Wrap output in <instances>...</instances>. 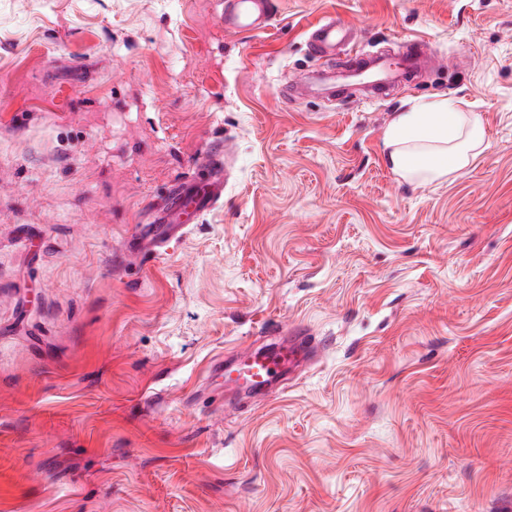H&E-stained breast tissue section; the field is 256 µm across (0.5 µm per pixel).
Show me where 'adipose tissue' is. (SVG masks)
Wrapping results in <instances>:
<instances>
[{
  "label": "adipose tissue",
  "instance_id": "adipose-tissue-1",
  "mask_svg": "<svg viewBox=\"0 0 512 512\" xmlns=\"http://www.w3.org/2000/svg\"><path fill=\"white\" fill-rule=\"evenodd\" d=\"M484 141L475 113L437 98L394 115L384 134L385 161L410 183L443 182L466 167Z\"/></svg>",
  "mask_w": 512,
  "mask_h": 512
}]
</instances>
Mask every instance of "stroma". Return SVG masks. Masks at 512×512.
Instances as JSON below:
<instances>
[{"instance_id":"35a3bbf8","label":"stroma","mask_w":512,"mask_h":512,"mask_svg":"<svg viewBox=\"0 0 512 512\" xmlns=\"http://www.w3.org/2000/svg\"><path fill=\"white\" fill-rule=\"evenodd\" d=\"M0 0V512H512V0ZM441 63L368 103L284 102L328 14ZM467 102L443 183L395 113ZM224 150L162 258L144 210ZM301 326L317 356L225 412L213 361ZM271 0H225L221 16L224 30L231 33L266 28L273 18ZM484 141L474 112L437 98L394 115L384 134L385 161L412 184L443 182L466 167Z\"/></svg>"}]
</instances>
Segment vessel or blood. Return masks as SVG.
Listing matches in <instances>:
<instances>
[{
  "mask_svg": "<svg viewBox=\"0 0 512 512\" xmlns=\"http://www.w3.org/2000/svg\"><path fill=\"white\" fill-rule=\"evenodd\" d=\"M272 0H224L221 20L225 31L239 33L266 28L273 18ZM353 36L349 29L336 22L334 17L320 19L311 28L310 51L325 57L339 45L350 44ZM421 41L411 40L405 51L395 58L374 57L360 54L356 64L347 67L341 81L323 80L317 88L293 86L295 98H317L334 95L339 86H368L371 100H379L387 89L404 81L422 62L431 59ZM200 167L201 175L186 184L175 186L167 196L152 208L150 223L138 225L129 242L143 254L157 258L166 247L185 237L190 224L211 210L224 198L228 185L227 171L220 158L205 156ZM315 345L300 337L288 345L246 353L232 369H223L225 386L241 392H251L278 385L285 367L297 366Z\"/></svg>",
  "mask_w": 512,
  "mask_h": 512,
  "instance_id": "b4317fda",
  "label": "vessel or blood"
}]
</instances>
